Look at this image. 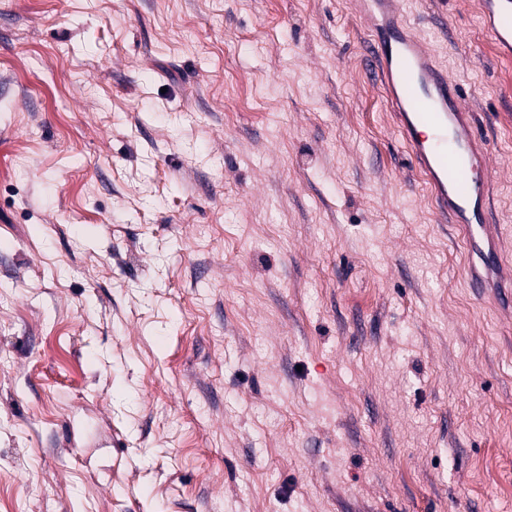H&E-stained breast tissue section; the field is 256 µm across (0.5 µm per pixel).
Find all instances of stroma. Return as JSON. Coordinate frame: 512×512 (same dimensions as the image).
Instances as JSON below:
<instances>
[{"mask_svg":"<svg viewBox=\"0 0 512 512\" xmlns=\"http://www.w3.org/2000/svg\"><path fill=\"white\" fill-rule=\"evenodd\" d=\"M403 0L490 145L468 259L350 0H0V512H512V60Z\"/></svg>","mask_w":512,"mask_h":512,"instance_id":"stroma-1","label":"stroma"}]
</instances>
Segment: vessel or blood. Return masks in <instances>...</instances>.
<instances>
[{
    "label": "vessel or blood",
    "instance_id": "vessel-or-blood-1",
    "mask_svg": "<svg viewBox=\"0 0 512 512\" xmlns=\"http://www.w3.org/2000/svg\"><path fill=\"white\" fill-rule=\"evenodd\" d=\"M367 7V62L379 81L413 165L425 177L442 215L459 224L479 261L503 266L488 187L489 147L474 132L459 84L436 61L432 46L402 20L400 0H354ZM483 26L500 56L512 58V0H479Z\"/></svg>",
    "mask_w": 512,
    "mask_h": 512
}]
</instances>
